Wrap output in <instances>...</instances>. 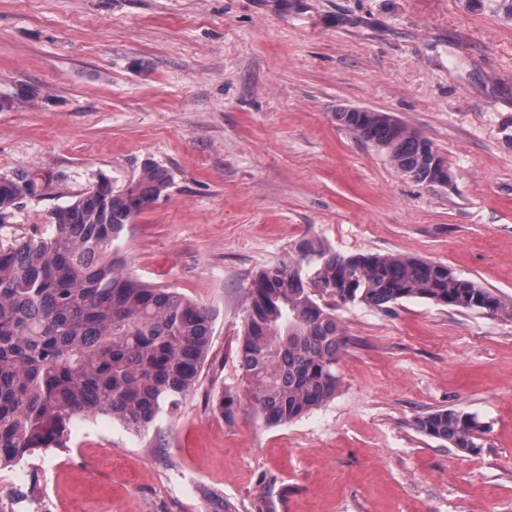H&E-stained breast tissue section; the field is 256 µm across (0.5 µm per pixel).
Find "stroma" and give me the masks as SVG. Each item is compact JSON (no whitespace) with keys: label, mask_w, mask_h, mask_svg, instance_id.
<instances>
[{"label":"stroma","mask_w":512,"mask_h":512,"mask_svg":"<svg viewBox=\"0 0 512 512\" xmlns=\"http://www.w3.org/2000/svg\"><path fill=\"white\" fill-rule=\"evenodd\" d=\"M350 106L428 138L451 183L404 175L337 123ZM148 162L172 184L118 249L215 310L197 388L146 431L81 419L0 468L9 512H512V316L337 305L335 397L273 427L239 355L253 279L306 238L442 263L512 304V0H0V174L59 178L12 231ZM445 408L485 424L475 451L417 430Z\"/></svg>","instance_id":"stroma-1"}]
</instances>
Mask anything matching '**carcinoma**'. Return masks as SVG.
Masks as SVG:
<instances>
[{
  "label": "carcinoma",
  "instance_id": "1",
  "mask_svg": "<svg viewBox=\"0 0 512 512\" xmlns=\"http://www.w3.org/2000/svg\"><path fill=\"white\" fill-rule=\"evenodd\" d=\"M336 121L384 152L404 175L436 181L445 157L386 112L336 111ZM53 177L35 171L0 180V229ZM171 174L149 163L127 185L98 180L52 212L41 232L0 234V467L61 448L77 420L108 415L140 433L195 389L210 350L213 310L173 288L133 277L118 257L125 226L164 195ZM347 294H336V283ZM343 304L389 311L409 299L449 309L508 310L495 292L446 265L401 255L338 256L305 239L264 268L249 294L240 366L269 426L292 422L336 395ZM422 434L462 452L476 447L478 416L437 409L415 421Z\"/></svg>",
  "mask_w": 512,
  "mask_h": 512
}]
</instances>
